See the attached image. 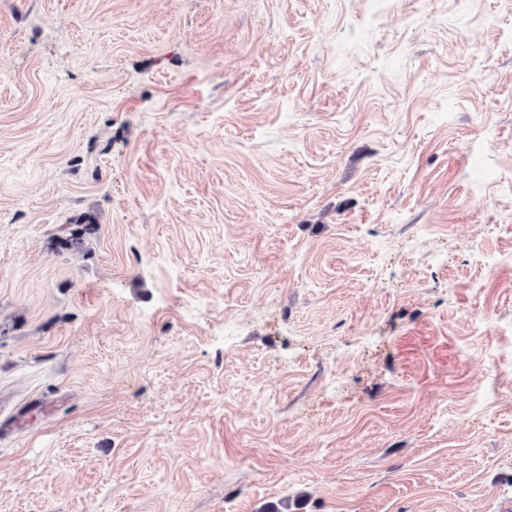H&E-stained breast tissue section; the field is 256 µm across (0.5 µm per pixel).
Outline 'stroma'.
I'll return each mask as SVG.
<instances>
[{
    "instance_id": "1",
    "label": "stroma",
    "mask_w": 512,
    "mask_h": 512,
    "mask_svg": "<svg viewBox=\"0 0 512 512\" xmlns=\"http://www.w3.org/2000/svg\"><path fill=\"white\" fill-rule=\"evenodd\" d=\"M270 504L512 512V0H0V512Z\"/></svg>"
}]
</instances>
